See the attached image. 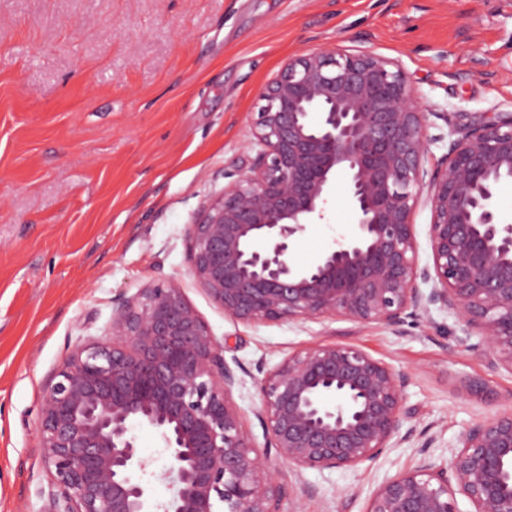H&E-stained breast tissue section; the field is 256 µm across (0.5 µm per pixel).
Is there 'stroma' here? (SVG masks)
Here are the masks:
<instances>
[{
    "label": "stroma",
    "instance_id": "35a3bbf8",
    "mask_svg": "<svg viewBox=\"0 0 512 512\" xmlns=\"http://www.w3.org/2000/svg\"><path fill=\"white\" fill-rule=\"evenodd\" d=\"M336 45L396 60L429 134L512 113V0H0V512H40L50 489L36 434L49 378L157 283H178L246 371L232 400L256 447L257 364L336 342L406 373L410 443L354 468L271 459L303 512H364L386 478L427 454L447 465L464 430L512 408V373L460 343L447 313L397 332L244 325L189 273L188 228L246 155L259 87L288 57ZM353 222L336 195L293 255L314 259ZM475 379L485 393L468 391Z\"/></svg>",
    "mask_w": 512,
    "mask_h": 512
}]
</instances>
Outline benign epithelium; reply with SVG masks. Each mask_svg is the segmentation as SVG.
<instances>
[{
	"label": "benign epithelium",
	"instance_id": "1",
	"mask_svg": "<svg viewBox=\"0 0 512 512\" xmlns=\"http://www.w3.org/2000/svg\"><path fill=\"white\" fill-rule=\"evenodd\" d=\"M252 151L190 225L189 271L245 325L347 319L398 330L436 307L494 369L512 372V224L495 189L512 179V113L452 137L424 167V107L401 67L368 50L288 58L259 92ZM347 179L336 186V173ZM341 190L354 227L310 263L292 254ZM431 209L432 262L419 266L413 212ZM428 289H423V286ZM112 341L75 346L44 392L37 428L54 467L42 512H300L283 507L267 458L231 401L239 378L175 283L112 313ZM404 372L344 343L296 352L257 382L269 447L293 470L357 467L406 442ZM159 437L173 489L151 492L133 430ZM512 512V408L380 484L365 512Z\"/></svg>",
	"mask_w": 512,
	"mask_h": 512
}]
</instances>
